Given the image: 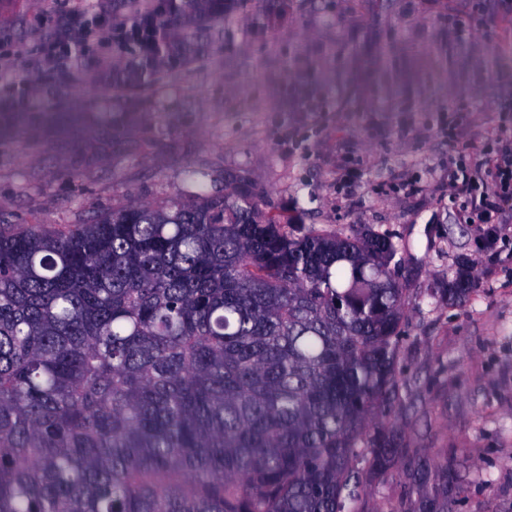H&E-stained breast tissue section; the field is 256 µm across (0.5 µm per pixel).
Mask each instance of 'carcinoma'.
Masks as SVG:
<instances>
[{
    "label": "carcinoma",
    "instance_id": "1",
    "mask_svg": "<svg viewBox=\"0 0 512 512\" xmlns=\"http://www.w3.org/2000/svg\"><path fill=\"white\" fill-rule=\"evenodd\" d=\"M123 26L143 80L171 68L165 23L150 46ZM188 179L63 230L0 224V512H353L360 465L398 453L391 238L298 235L249 178Z\"/></svg>",
    "mask_w": 512,
    "mask_h": 512
}]
</instances>
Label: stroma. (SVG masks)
I'll return each instance as SVG.
<instances>
[{
	"label": "stroma",
	"instance_id": "35a3bbf8",
	"mask_svg": "<svg viewBox=\"0 0 512 512\" xmlns=\"http://www.w3.org/2000/svg\"><path fill=\"white\" fill-rule=\"evenodd\" d=\"M117 0H0V217L62 228L152 204L187 171L256 180L273 212L324 233L390 234L404 286L388 427L405 453L358 512H512V206L504 238L465 223L448 168L512 132V13L498 0H245L145 83L87 40L64 82L40 42ZM470 32L468 40L457 30ZM470 275L461 299L448 283Z\"/></svg>",
	"mask_w": 512,
	"mask_h": 512
}]
</instances>
